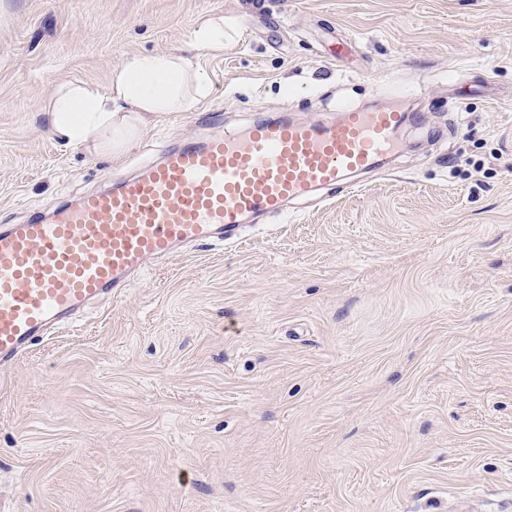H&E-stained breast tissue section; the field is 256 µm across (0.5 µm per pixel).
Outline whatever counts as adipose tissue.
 I'll return each instance as SVG.
<instances>
[{
	"mask_svg": "<svg viewBox=\"0 0 512 512\" xmlns=\"http://www.w3.org/2000/svg\"><path fill=\"white\" fill-rule=\"evenodd\" d=\"M224 41L223 17H209L192 29L189 51L126 55L107 92L80 80L64 83L45 109L51 132L100 153L125 152L158 113L185 112L209 97L212 84L196 54L223 50Z\"/></svg>",
	"mask_w": 512,
	"mask_h": 512,
	"instance_id": "adipose-tissue-1",
	"label": "adipose tissue"
}]
</instances>
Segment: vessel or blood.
Returning a JSON list of instances; mask_svg holds the SVG:
<instances>
[{
	"mask_svg": "<svg viewBox=\"0 0 512 512\" xmlns=\"http://www.w3.org/2000/svg\"><path fill=\"white\" fill-rule=\"evenodd\" d=\"M408 115L395 106L347 107L335 122L264 119L246 134L211 121L136 177L0 227V362L68 325L151 260L178 246L239 238L247 216L378 167Z\"/></svg>",
	"mask_w": 512,
	"mask_h": 512,
	"instance_id": "1",
	"label": "vessel or blood"
}]
</instances>
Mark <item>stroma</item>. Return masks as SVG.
I'll return each instance as SVG.
<instances>
[{"label": "stroma", "instance_id": "stroma-1", "mask_svg": "<svg viewBox=\"0 0 512 512\" xmlns=\"http://www.w3.org/2000/svg\"><path fill=\"white\" fill-rule=\"evenodd\" d=\"M200 52L212 93L121 156L64 83ZM410 114L384 167L179 248L0 368V512H512V0H0V225L205 136ZM224 41V19L220 16L199 21L190 33V43L195 51H222Z\"/></svg>", "mask_w": 512, "mask_h": 512}]
</instances>
